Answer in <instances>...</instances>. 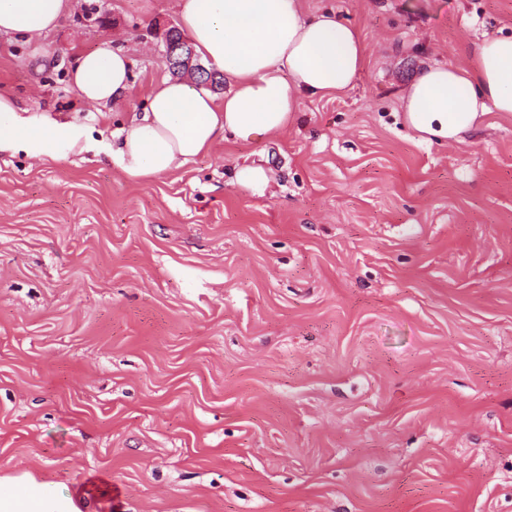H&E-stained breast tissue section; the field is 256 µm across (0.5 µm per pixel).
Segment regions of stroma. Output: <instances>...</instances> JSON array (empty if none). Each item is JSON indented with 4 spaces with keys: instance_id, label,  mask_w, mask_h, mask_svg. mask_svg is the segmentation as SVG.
<instances>
[{
    "instance_id": "1",
    "label": "stroma",
    "mask_w": 512,
    "mask_h": 512,
    "mask_svg": "<svg viewBox=\"0 0 512 512\" xmlns=\"http://www.w3.org/2000/svg\"><path fill=\"white\" fill-rule=\"evenodd\" d=\"M304 7L367 61L282 135L144 183L0 156V475L88 512H512V114L429 143L399 106L422 64L512 35V0ZM178 24L175 0H75L55 68L0 34V86L111 141ZM107 41L133 89L83 103L71 64Z\"/></svg>"
}]
</instances>
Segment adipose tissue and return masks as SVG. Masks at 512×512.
<instances>
[{"label":"adipose tissue","instance_id":"ef3b65f1","mask_svg":"<svg viewBox=\"0 0 512 512\" xmlns=\"http://www.w3.org/2000/svg\"><path fill=\"white\" fill-rule=\"evenodd\" d=\"M175 6L195 55L221 70L229 88L219 99L173 77L153 86L143 112L113 131L107 152L136 183L181 169L224 141L251 144L285 132L305 99L350 90L365 68L360 30L332 12L309 14L302 0ZM73 8V0H0V34L38 42ZM131 77L129 56L109 42L80 54L70 70L78 97L90 104L125 100ZM399 100L411 127L446 141L486 113H512V36L484 38L461 65H423ZM95 147L90 129L24 108L0 87V154L55 162ZM0 512H83V503L24 472L0 477Z\"/></svg>","mask_w":512,"mask_h":512}]
</instances>
